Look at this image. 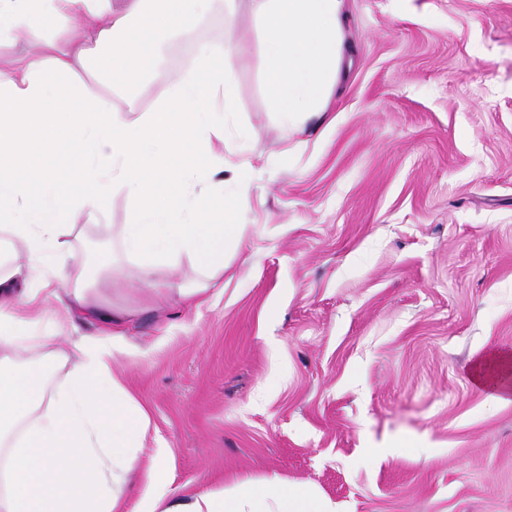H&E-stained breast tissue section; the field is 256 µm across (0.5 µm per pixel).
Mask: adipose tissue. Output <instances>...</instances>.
<instances>
[{
    "instance_id": "ef3b65f1",
    "label": "adipose tissue",
    "mask_w": 512,
    "mask_h": 512,
    "mask_svg": "<svg viewBox=\"0 0 512 512\" xmlns=\"http://www.w3.org/2000/svg\"><path fill=\"white\" fill-rule=\"evenodd\" d=\"M213 0H0V45L56 20L75 34L0 67V512H116L134 491L137 451L150 420L112 370L120 336L107 330L103 290L123 261L150 286L159 266L190 265L178 294L197 298L223 275L243 227L226 219L246 203L254 148L234 124L241 41L199 43L197 64L171 78L163 43L191 36ZM247 10L258 38L271 112L284 134L325 111L344 53V0H224V18ZM110 54L113 89L144 77L167 86L146 111L86 93L77 64ZM129 220L95 264L80 258L76 220L105 217L113 195ZM85 315L104 323L76 332ZM146 512H331L312 491L275 481L170 500L163 456L148 469Z\"/></svg>"
}]
</instances>
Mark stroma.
Here are the masks:
<instances>
[{
  "instance_id": "stroma-1",
  "label": "stroma",
  "mask_w": 512,
  "mask_h": 512,
  "mask_svg": "<svg viewBox=\"0 0 512 512\" xmlns=\"http://www.w3.org/2000/svg\"><path fill=\"white\" fill-rule=\"evenodd\" d=\"M345 70L284 136L247 14L235 110L257 137L245 230L201 305L134 267L112 367L178 497L276 475L333 512H512V400L477 378L512 353V0H345ZM217 0L194 39L224 42ZM113 105L152 107L85 75Z\"/></svg>"
}]
</instances>
